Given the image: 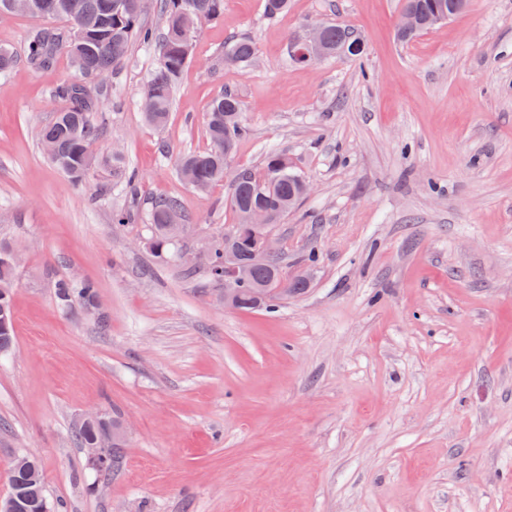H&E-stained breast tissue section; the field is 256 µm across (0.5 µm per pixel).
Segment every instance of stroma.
<instances>
[{"instance_id":"stroma-1","label":"stroma","mask_w":512,"mask_h":512,"mask_svg":"<svg viewBox=\"0 0 512 512\" xmlns=\"http://www.w3.org/2000/svg\"><path fill=\"white\" fill-rule=\"evenodd\" d=\"M403 0H224L203 22L168 122L144 120L158 62L133 39L96 111L112 170L73 183L40 134L77 80L67 54L27 61L47 19L0 20L17 54L0 80V240L19 255L14 345L0 355V498L18 455L34 456L62 512H512V0H468L403 44ZM353 27L362 57L309 65L290 44L323 22ZM233 36L255 45L224 63ZM243 103L231 171L268 148L313 189L271 234L283 270L316 266L278 311L225 308L178 252L230 233L226 183L200 193L178 160L210 146L207 111ZM179 199L175 254L145 243L152 202ZM128 209L122 226L114 208ZM98 285V307L66 309L58 279ZM118 415L122 463L89 469L80 416ZM255 57V47L248 38H236L224 46V58H231L239 67L249 66Z\"/></svg>"}]
</instances>
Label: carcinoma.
<instances>
[{"label":"carcinoma","instance_id":"1","mask_svg":"<svg viewBox=\"0 0 512 512\" xmlns=\"http://www.w3.org/2000/svg\"><path fill=\"white\" fill-rule=\"evenodd\" d=\"M34 16L62 18L67 29L46 27L37 30L29 44V61L37 67L52 65L59 51L69 52L74 67L82 80L68 82L56 89V95L68 101V107L55 114L41 133V143L48 141L57 146L53 165L74 182H82L90 171L112 163V173L120 180L128 194L135 191L136 175L122 169V158L112 156L107 161L94 153V146L103 137L105 118L94 112L91 93L100 96L107 89L91 84V74L100 70H114L126 57L131 41L140 37L153 42V34L141 27L143 0H36ZM465 9L462 0H404L403 10L418 18L412 31H397L403 42L412 40L437 25L441 15L454 17ZM163 32L156 42L158 65L143 97L145 120L160 127L165 124L171 108L173 93L180 75L190 61L192 42L199 23L224 15V0H160ZM324 46L329 55L343 54L359 57L364 53L361 37L351 28L340 24H327L323 29ZM224 57L239 67L249 66L255 57V47L248 38H236L224 46ZM243 105L239 97L226 91L209 106L208 136L212 147L204 152L188 153L179 159L180 174L193 177L210 188L225 180V164L237 141L246 133L241 122ZM304 177L277 151L266 154L262 173L243 172V178L230 184L227 199L236 215L247 209L266 207L273 214V223L294 209L304 197ZM171 211H182L181 202L169 198L156 202L148 214L152 235L149 249L158 256L170 252L175 235L167 223ZM234 245L239 261L251 267L249 282L240 289L239 309L272 311L277 307L275 298H257L255 290L266 288L278 281L282 266L276 259L266 263L252 262L253 237L250 227L238 224L234 230ZM9 244L0 242V306L12 310L10 288L15 267L10 264L5 250ZM204 265L211 283L224 287V243L220 242L205 257ZM55 295L64 308L79 304L94 309L98 302V287L91 280L61 279L55 283ZM119 417H103L87 421L76 428L75 439L79 447L89 448L109 433ZM9 495L22 501L24 512H45L50 507L46 496L40 466L35 470L12 464Z\"/></svg>","mask_w":512,"mask_h":512}]
</instances>
